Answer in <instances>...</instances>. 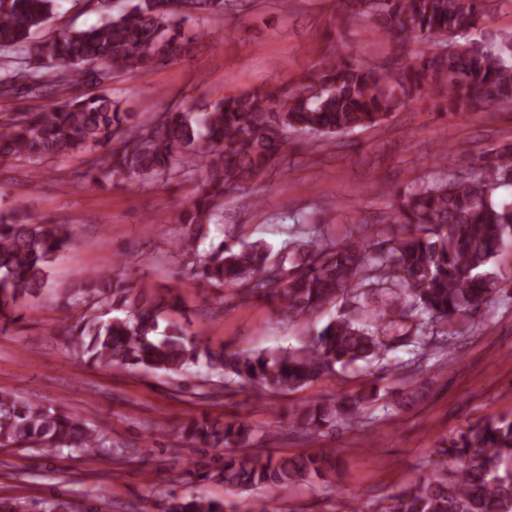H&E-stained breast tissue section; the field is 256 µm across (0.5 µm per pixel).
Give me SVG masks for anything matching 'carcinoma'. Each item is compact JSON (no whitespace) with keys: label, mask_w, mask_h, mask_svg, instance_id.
Listing matches in <instances>:
<instances>
[{"label":"carcinoma","mask_w":512,"mask_h":512,"mask_svg":"<svg viewBox=\"0 0 512 512\" xmlns=\"http://www.w3.org/2000/svg\"><path fill=\"white\" fill-rule=\"evenodd\" d=\"M58 0H0V97L18 80L67 98L39 112L0 119V161H50L92 153L87 181L114 185L167 179L195 161L204 166L196 194L180 210L175 251L193 259L207 288L261 298L290 323L305 324L327 307L336 316L298 347L276 352L200 348L182 331L159 330L162 310L180 297L157 301L98 271L66 300L87 311L63 333L76 360L179 378L203 366L237 387L288 394L359 364H382L397 340L420 362L437 336L454 338L458 321L478 313L502 290L491 269L512 241V202L495 197L512 181V143L497 144L467 176L445 177L395 194L387 239L349 236L318 243L288 229L277 250L249 241L235 228L210 241L209 224L230 193L258 182L288 157L290 134L313 148L376 127L417 99L445 93L457 112L512 110V33L465 37L485 0H344L348 15L372 23L377 39L427 45L393 69L370 57L353 63L331 56L291 89L270 84L230 93L198 109L169 108L142 121L112 95L74 94L131 71L168 64L188 51L180 24L193 15L219 19L237 0H128L96 26L33 33L51 19ZM72 224L39 223L25 212L0 214V331L20 320L19 305L48 287L52 267L73 242ZM375 382L351 394L288 410L295 427L317 434L352 425L380 399ZM197 448H222L224 458L199 477L238 494L311 484L336 470V452L273 459L251 452L252 425L206 416L183 424ZM78 450L115 462L101 426L62 408L0 393V450ZM156 512H278L265 499H210L153 489ZM384 512H512V419L488 418L443 440L430 471L393 497Z\"/></svg>","instance_id":"cac0c4a2"}]
</instances>
